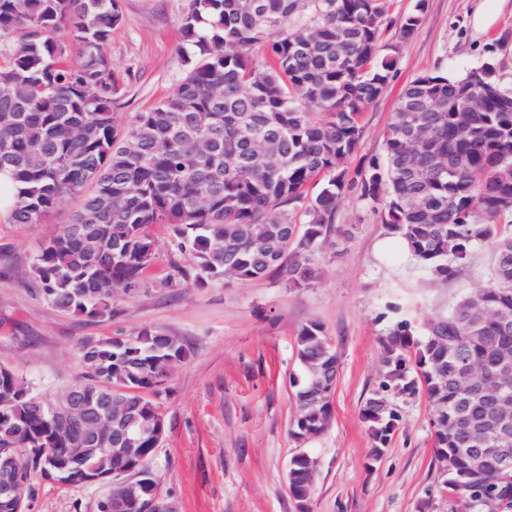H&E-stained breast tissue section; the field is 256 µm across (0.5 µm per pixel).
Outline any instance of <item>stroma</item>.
Returning <instances> with one entry per match:
<instances>
[{
	"instance_id": "obj_1",
	"label": "stroma",
	"mask_w": 512,
	"mask_h": 512,
	"mask_svg": "<svg viewBox=\"0 0 512 512\" xmlns=\"http://www.w3.org/2000/svg\"><path fill=\"white\" fill-rule=\"evenodd\" d=\"M187 4L120 0L123 18L108 48L121 81L113 105L118 127L183 79ZM483 13L490 21L477 25ZM490 59L512 88V0H426L394 78L364 114L361 154H381L412 80L439 66L462 72ZM76 207V200H64L42 224L0 216V365L53 400L80 375L83 341L133 336L145 327L181 338L187 357L155 399L165 431L149 461L177 512H297L287 468L300 451L318 463L311 512H459L460 501L440 489L428 403L398 401L399 427L374 463L360 409L379 379V339L389 325L447 312L487 285L491 246L477 249L457 279L435 281L412 268L400 240L389 238L378 214L353 195L336 211L334 245L320 258L314 286L293 289L268 278L201 285L190 254L177 249L168 226L156 224V258L139 287L118 296L112 319L90 322L47 303L31 272L44 237ZM311 320L332 340L338 375L329 428L298 442L290 435L289 378L299 371L298 330ZM103 492L100 485L39 480L25 512H96Z\"/></svg>"
}]
</instances>
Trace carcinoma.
<instances>
[{"instance_id": "1", "label": "carcinoma", "mask_w": 512, "mask_h": 512, "mask_svg": "<svg viewBox=\"0 0 512 512\" xmlns=\"http://www.w3.org/2000/svg\"><path fill=\"white\" fill-rule=\"evenodd\" d=\"M119 2L0 0V37L13 42L0 56V173L17 186L9 221L41 224L65 198H80L33 258L44 300L87 321L111 319L114 298L155 258L154 224L169 226L200 282L309 288L336 210L354 193L436 281L456 279L490 244L487 286L446 314L387 329L382 374L360 416L378 456L399 422L392 399L424 397L442 486L462 512H512V473L476 452L494 442L493 411L462 374L512 359V226L500 223L512 216V90L477 79V68L420 75L400 98L383 154L353 168L363 113L393 78L424 0L391 45L381 40L388 0H189L184 78L120 133V81L107 52ZM186 356L179 337L151 328L82 343L83 373L71 385L84 406L77 418L67 395L34 396L0 365V512H24L35 480L48 478L107 487L96 512H146L163 497L148 462L164 419L148 395ZM296 357L290 434L304 441L330 425L338 358L316 321L299 329ZM114 398L128 415H113ZM131 415L141 431L135 456L119 457L112 449ZM313 461L295 457L293 498L311 496ZM127 478L141 484L136 504L113 487Z\"/></svg>"}]
</instances>
